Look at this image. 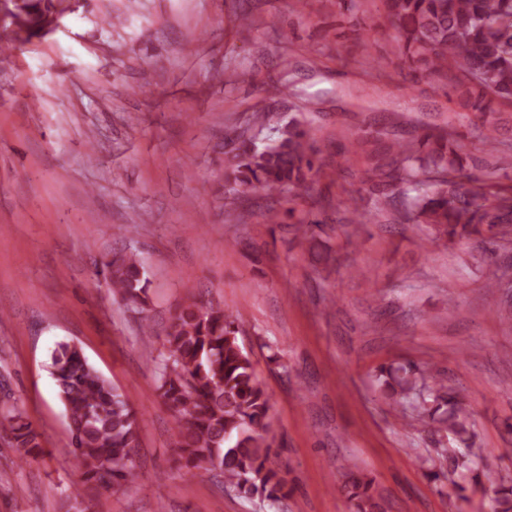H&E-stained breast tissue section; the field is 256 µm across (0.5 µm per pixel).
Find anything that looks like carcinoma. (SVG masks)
<instances>
[{
	"label": "carcinoma",
	"mask_w": 512,
	"mask_h": 512,
	"mask_svg": "<svg viewBox=\"0 0 512 512\" xmlns=\"http://www.w3.org/2000/svg\"><path fill=\"white\" fill-rule=\"evenodd\" d=\"M399 33L402 53L416 76L452 75L467 88L466 105L484 117L496 104H512V0H384ZM384 132L367 130L353 140L350 153H366ZM235 139L231 190L245 201L264 191L288 204L285 211L266 210L269 224L290 219L295 236L315 246L316 230L326 221L309 212L295 216L292 207L311 195L323 174L320 150L304 121L288 120L277 139L263 147ZM480 149L496 154V169H512V152L499 150L496 127L482 124ZM470 155L451 131L427 129L414 140H397L393 154L382 153L370 171L372 194L381 211L391 210L416 224H431L452 240L479 237L489 245L512 242V186L503 188L469 171ZM109 284L127 303L147 305L148 280L136 254L105 264ZM240 315L232 310L190 304L171 316L165 350L154 359L157 395L176 413L175 452L185 474L211 473L224 463V483L246 496L277 500L288 494L282 470L271 465L270 395L256 374L250 354L239 343ZM50 374L65 407L69 447L79 483L67 512H84L83 488L110 492L138 480L134 464L139 424L129 398L104 378L81 348L59 343L50 356ZM393 409L404 417L437 411L448 396L444 420L453 439L468 448L454 467L475 470L471 412L461 391L446 374L423 376L406 364L380 371ZM18 459L43 454L39 433L24 410L0 412ZM342 491L354 512H388L374 479L360 470L344 475ZM491 512H512V484L501 479Z\"/></svg>",
	"instance_id": "obj_1"
}]
</instances>
